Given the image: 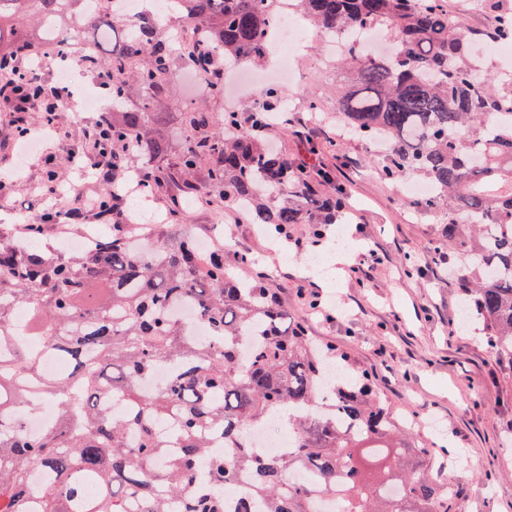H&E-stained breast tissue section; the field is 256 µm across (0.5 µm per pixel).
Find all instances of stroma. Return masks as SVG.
Masks as SVG:
<instances>
[{
	"label": "stroma",
	"mask_w": 512,
	"mask_h": 512,
	"mask_svg": "<svg viewBox=\"0 0 512 512\" xmlns=\"http://www.w3.org/2000/svg\"><path fill=\"white\" fill-rule=\"evenodd\" d=\"M288 86L293 101L277 145L296 163H313L335 176L348 193L337 224H296L288 229L287 251L274 249L256 225L228 208L187 211L185 231L224 238V261L251 257L244 276L264 283L298 316L311 338L336 345L356 367L368 370L380 395L397 413L413 418L414 433L433 451V469L452 476L459 495L453 512H512V368L486 344L478 327L459 323V284L450 273L458 245L448 238L440 209L406 205L405 181L389 182L374 169V145L349 140L330 114L343 74L326 58L319 33L306 28ZM317 102L319 111L307 109ZM206 103L223 112L227 98L202 99L174 71L157 132L178 139V115ZM94 112L60 113L53 140L23 155L13 123L0 119V171L19 164L18 178L0 179V233L64 197H46L42 177L48 161H61L81 148ZM320 144L310 154V143ZM344 227L356 256L333 278L307 265L310 253L334 251V234ZM439 422L432 432L430 422Z\"/></svg>",
	"instance_id": "1"
}]
</instances>
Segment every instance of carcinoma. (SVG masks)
I'll use <instances>...</instances> for the list:
<instances>
[{"mask_svg": "<svg viewBox=\"0 0 512 512\" xmlns=\"http://www.w3.org/2000/svg\"><path fill=\"white\" fill-rule=\"evenodd\" d=\"M0 0V112L20 106L46 121L59 91L20 68L41 53V41L17 35L12 22L52 17L61 32L88 26L118 30L113 0ZM205 34L179 43L149 23L120 32L109 56L85 57L102 78L114 113L95 126L93 150L112 157L113 181L135 169L141 197L171 184L183 196L167 227L145 242L132 239L119 198H104L112 233L69 257L41 247L42 216L26 225L25 240L0 235V512H225V483L252 479V495L236 512H315L320 493L339 497V512H451L455 484L429 474L431 449L355 372L348 354L318 345L268 288L224 264V248L208 258L181 238L185 201L200 198L245 215L278 235L293 224H334L343 188L325 169L296 165L265 135L282 93L274 87L261 107L215 113L194 106L181 118L182 146L152 133L155 109L167 96L175 63L206 80L210 96L224 94V63L263 65L265 31L280 0H174ZM320 31L385 30L394 50L369 55L351 43L342 54L351 77L336 92V120L357 142L380 141L382 177L415 175L429 196L410 201L427 209L446 204L448 225L472 230L460 254L459 285L468 319L482 324L487 344L512 365V82L493 62L475 72L479 45L512 44V0H478L492 18L482 31L448 17V0H298ZM139 102L128 103L130 80ZM190 301L212 332L205 344L177 313ZM30 310L47 324L42 351L65 363L52 379L40 354L24 348L12 328L15 311ZM180 371L146 396L136 382L158 367ZM336 368L328 397L319 395ZM39 381L59 416L31 437L21 425L33 398L14 387ZM127 412L112 416L108 395ZM285 411L294 450L257 455L247 429ZM224 432L227 451L211 456L206 431ZM164 459L161 470L147 468ZM208 464L210 484L197 483ZM46 469L36 497L29 474ZM304 469L311 483H292Z\"/></svg>", "mask_w": 512, "mask_h": 512, "instance_id": "1", "label": "carcinoma"}]
</instances>
